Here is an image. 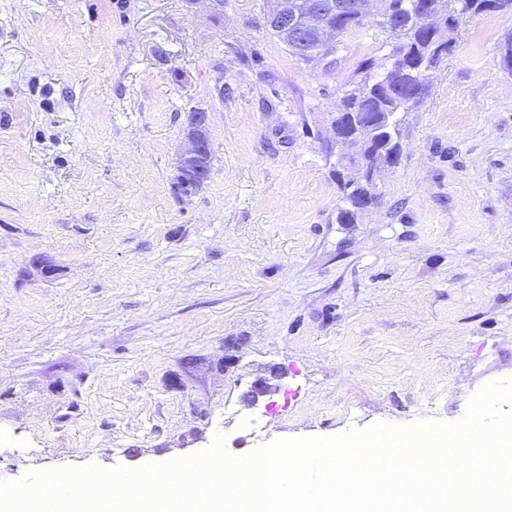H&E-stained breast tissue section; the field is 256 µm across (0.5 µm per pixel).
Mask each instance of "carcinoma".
Segmentation results:
<instances>
[{"label":"carcinoma","mask_w":512,"mask_h":512,"mask_svg":"<svg viewBox=\"0 0 512 512\" xmlns=\"http://www.w3.org/2000/svg\"><path fill=\"white\" fill-rule=\"evenodd\" d=\"M447 10V18L451 21L449 31L455 32L460 21L467 15L485 12L512 11V0H441ZM372 23L390 29L397 34V42L389 55L391 65L380 72L374 69L370 61L362 63L349 81V89L342 97L343 115L340 119L349 118V114L357 112L370 118L381 120L383 112H407L420 104L424 97L409 96L399 101L392 95L393 83L400 72L408 67L423 62H438V52L448 53L453 38H448L443 46L436 45L423 20L413 7V0H380V17ZM399 126L380 139L376 146L377 161L383 166H396L399 163L402 146ZM202 167L205 174L211 171V155H206L198 162H192L180 168L179 184L183 189H194L201 181L193 177L192 171Z\"/></svg>","instance_id":"carcinoma-1"}]
</instances>
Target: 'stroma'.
Listing matches in <instances>:
<instances>
[{"label":"stroma","mask_w":512,"mask_h":512,"mask_svg":"<svg viewBox=\"0 0 512 512\" xmlns=\"http://www.w3.org/2000/svg\"><path fill=\"white\" fill-rule=\"evenodd\" d=\"M266 9L0 0V480L450 426L512 382V12L460 24L340 224L330 123L394 38L306 64ZM194 107L212 161L186 191ZM400 120L395 124L389 133H382L385 136L380 139L375 150L379 151L377 161L383 166L395 167L400 160L402 146L400 135Z\"/></svg>","instance_id":"obj_1"}]
</instances>
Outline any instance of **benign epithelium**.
Here are the masks:
<instances>
[{
    "label": "benign epithelium",
    "mask_w": 512,
    "mask_h": 512,
    "mask_svg": "<svg viewBox=\"0 0 512 512\" xmlns=\"http://www.w3.org/2000/svg\"><path fill=\"white\" fill-rule=\"evenodd\" d=\"M378 0H313L304 11L297 12L288 0H267L266 27L283 40L297 46L315 42L317 51L331 56L336 50V17L370 20L378 16ZM406 81L414 93L422 95L427 86V70L406 73ZM195 114L186 122L184 137L187 148L182 163L188 164L209 152V113L204 107L194 108ZM332 131L339 148L337 170L349 169L353 175L344 180L352 188L372 165L366 153L374 139L372 123L362 117L348 125L332 123Z\"/></svg>",
    "instance_id": "obj_1"
}]
</instances>
